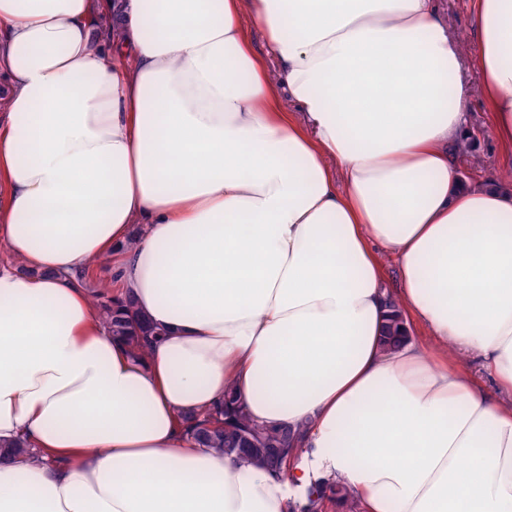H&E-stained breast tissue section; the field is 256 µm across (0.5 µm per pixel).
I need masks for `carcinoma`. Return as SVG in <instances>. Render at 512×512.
I'll return each instance as SVG.
<instances>
[{
    "instance_id": "1",
    "label": "carcinoma",
    "mask_w": 512,
    "mask_h": 512,
    "mask_svg": "<svg viewBox=\"0 0 512 512\" xmlns=\"http://www.w3.org/2000/svg\"><path fill=\"white\" fill-rule=\"evenodd\" d=\"M94 298L111 335L127 342L133 352L142 354L148 349L150 332L143 320L126 305L123 312L113 311L112 292L106 288L95 291ZM406 340L405 326L399 309L392 310L384 327L383 345L396 350ZM187 431L195 442L227 456H236L248 462L263 466L272 474L288 469L304 449L300 430L288 426L267 427L258 425L243 412H233L218 406L203 414L192 415L187 419ZM3 451L14 460L30 458L31 448L25 443H8ZM339 496L349 503L350 512H356L355 494L343 483L333 478H311V483L296 503L292 512H322L328 495Z\"/></svg>"
}]
</instances>
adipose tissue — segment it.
<instances>
[{"label":"adipose tissue","mask_w":512,"mask_h":512,"mask_svg":"<svg viewBox=\"0 0 512 512\" xmlns=\"http://www.w3.org/2000/svg\"><path fill=\"white\" fill-rule=\"evenodd\" d=\"M471 4L469 48L435 0H0V512H289L305 474L186 432L228 385L361 512H512V191L457 164L467 63L512 152V0ZM94 298L111 335L123 339L136 354H143L149 345L150 332L143 320L126 304L122 313L113 311L112 292L106 288L96 290ZM393 308L392 314H390L384 327L383 345L388 350L398 349L406 340L402 314L396 306H393Z\"/></svg>","instance_id":"1"}]
</instances>
